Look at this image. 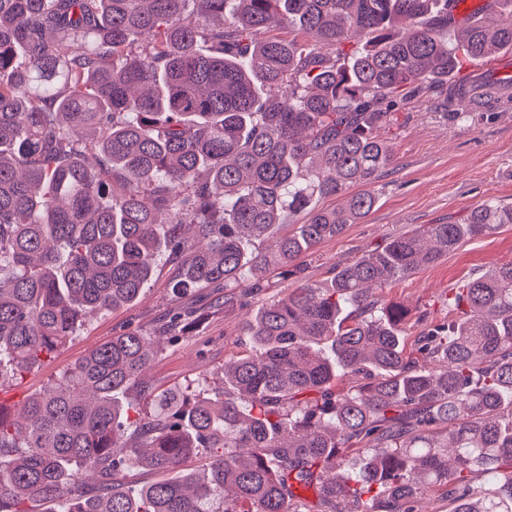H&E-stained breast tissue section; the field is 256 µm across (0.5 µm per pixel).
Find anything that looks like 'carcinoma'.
Segmentation results:
<instances>
[{
    "label": "carcinoma",
    "mask_w": 512,
    "mask_h": 512,
    "mask_svg": "<svg viewBox=\"0 0 512 512\" xmlns=\"http://www.w3.org/2000/svg\"><path fill=\"white\" fill-rule=\"evenodd\" d=\"M494 2L448 40L457 0H0V379L135 302L162 261L173 294L226 304L299 274L374 208L398 106L512 52V0ZM286 213L303 221L249 252ZM506 224L487 201L283 289L206 396L146 382L154 339L197 311L112 337L0 412V512H415L441 490L452 512H512V263L449 290L423 366L380 295Z\"/></svg>",
    "instance_id": "obj_1"
}]
</instances>
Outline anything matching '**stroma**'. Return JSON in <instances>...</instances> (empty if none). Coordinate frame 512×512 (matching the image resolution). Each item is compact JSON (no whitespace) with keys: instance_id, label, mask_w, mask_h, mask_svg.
<instances>
[{"instance_id":"35a3bbf8","label":"stroma","mask_w":512,"mask_h":512,"mask_svg":"<svg viewBox=\"0 0 512 512\" xmlns=\"http://www.w3.org/2000/svg\"><path fill=\"white\" fill-rule=\"evenodd\" d=\"M396 158L374 186L378 202L360 223L309 250L301 259V276L324 287L334 267L360 258L390 237L422 224L464 223L484 201L512 205V106L468 109L454 114L445 96L431 94L401 105L389 133ZM512 262V225L496 234L468 240L435 264L384 288L386 301L402 306L405 349L414 353L415 339L448 321V291L468 277ZM171 269L159 266L139 299L97 315L73 342L52 358L0 385V406L16 408L56 382L90 349L112 336L138 329L152 331L158 319L175 306ZM258 301L239 297L221 310H205L199 325L179 343L163 345L148 373L153 389L184 387L207 380L220 386L224 361L247 353L243 321Z\"/></svg>"}]
</instances>
